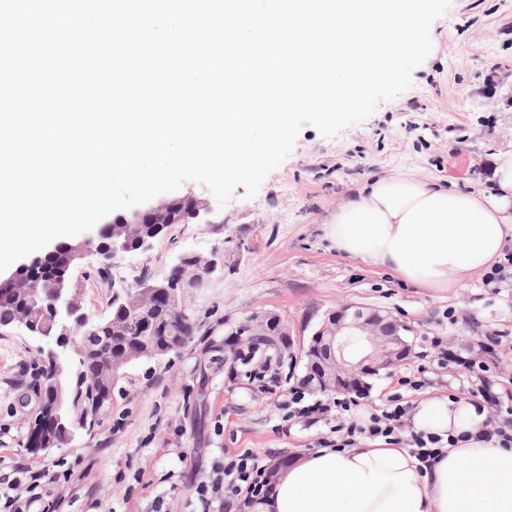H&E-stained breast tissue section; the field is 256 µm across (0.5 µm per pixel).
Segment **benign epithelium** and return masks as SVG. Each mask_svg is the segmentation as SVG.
Wrapping results in <instances>:
<instances>
[{
    "label": "benign epithelium",
    "instance_id": "1",
    "mask_svg": "<svg viewBox=\"0 0 512 512\" xmlns=\"http://www.w3.org/2000/svg\"><path fill=\"white\" fill-rule=\"evenodd\" d=\"M183 199L191 203L194 220L201 221L210 214L206 200L190 194L183 195ZM170 206L169 197L161 196L138 209L117 216L111 222L95 226L85 237L56 243L48 254L64 250L68 262L54 277L47 299L40 292L29 288L33 269L31 263L19 267L0 283L3 286H10L11 290L28 298L27 312L15 318L14 324L23 327L33 336L39 335L38 324L45 313V307L48 306L53 312L54 325L58 328V339L46 336L44 340L47 346L38 349L39 356L51 365L49 385L52 397L49 405L52 411L48 413L45 421L47 430L37 442V447H52L55 431L63 427L61 411L68 402V378L71 368L64 355L70 349L72 337L86 336L103 324H114L110 317L93 319L84 310L82 299L75 290L77 284L71 277L72 269L90 253L98 257L102 266L110 267L129 253L148 252L156 239L155 235H138L132 246L129 245L130 236L133 235L136 225L146 223L148 216L158 225V233H163L166 224L169 223L165 215L168 214ZM114 223L122 225V228L109 233V241L102 240L103 228L110 229ZM222 268L224 254L218 251L199 259L198 269L190 282L191 287H202L207 279ZM112 287L116 288L112 295L114 304L132 296L141 298V303L136 305V313L141 320L146 319L156 297L162 291L168 292L170 304L175 306L177 311H182L181 291L169 289L164 282H143L128 286L121 281H114ZM409 331V326L389 313L376 309L366 312L352 304H342L329 312L313 332L305 356L313 360L317 371L324 379H336V389L343 390L350 383L358 384L359 375L368 370H386L406 359L411 354V344L405 339ZM272 333L287 336L288 326L282 325V320L277 315L267 313L241 327L236 335L267 336ZM355 339L365 341V345L359 353L351 357L350 343Z\"/></svg>",
    "mask_w": 512,
    "mask_h": 512
}]
</instances>
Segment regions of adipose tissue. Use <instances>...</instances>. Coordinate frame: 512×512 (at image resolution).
I'll return each instance as SVG.
<instances>
[{"instance_id":"obj_1","label":"adipose tissue","mask_w":512,"mask_h":512,"mask_svg":"<svg viewBox=\"0 0 512 512\" xmlns=\"http://www.w3.org/2000/svg\"><path fill=\"white\" fill-rule=\"evenodd\" d=\"M496 188L465 193L437 179L377 177L350 189L325 225L338 253L417 286L456 287L512 247V154ZM485 416L467 398L415 406V430L472 439L423 469L409 449L357 442L321 448L281 469L261 512H512V450L475 436Z\"/></svg>"}]
</instances>
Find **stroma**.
Returning <instances> with one entry per match:
<instances>
[{"label":"stroma","mask_w":512,"mask_h":512,"mask_svg":"<svg viewBox=\"0 0 512 512\" xmlns=\"http://www.w3.org/2000/svg\"><path fill=\"white\" fill-rule=\"evenodd\" d=\"M433 49L410 87L333 138L313 126L254 198L237 187L209 223L173 224L144 255L102 268L88 255L74 269L82 302L109 317L112 281L168 275L185 253L224 254V269L186 291L182 308L196 330L162 359L129 364L93 431L75 430L59 447L34 450L29 427L37 403L22 404L38 341L23 328H0V470L66 469L86 478L59 512H151L164 495L171 512H190L196 484L223 451H250L260 464L316 451L328 425L284 421L288 389L303 376V349L322 314L340 303L376 308L411 328L410 357L371 378L360 412L399 391L402 375L429 364V339L458 348L494 333L510 344L497 373L512 380V283L465 276L449 289L418 288L393 273L337 254L324 225L350 187L379 174L446 179L462 191H488L497 157L512 152V0H451L431 27ZM278 314L290 331L288 356L260 351L274 380L259 389L233 367L246 348L238 327Z\"/></svg>","instance_id":"35a3bbf8"}]
</instances>
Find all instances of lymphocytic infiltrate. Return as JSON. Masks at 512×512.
Listing matches in <instances>:
<instances>
[{"instance_id": "obj_1", "label": "lymphocytic infiltrate", "mask_w": 512, "mask_h": 512, "mask_svg": "<svg viewBox=\"0 0 512 512\" xmlns=\"http://www.w3.org/2000/svg\"><path fill=\"white\" fill-rule=\"evenodd\" d=\"M437 363L466 369L473 382L472 395L476 406L485 407L489 415L482 425L485 440H497L500 447L512 448V395L501 393L499 379L486 362L500 346L499 336H483L469 353L462 354L448 346L442 337L431 340ZM356 398L333 400L312 398L307 382L290 387L288 418L290 421L313 425L321 421H335V438L323 439L324 448H347L356 444L358 437L383 439L389 445L410 448L423 467H431L443 453L442 437L414 430L410 419V405L402 393L386 398L380 409L365 418L346 420V413L357 408ZM263 474L252 452L245 451L216 461L213 473L197 483L193 498L197 512H228L241 506L242 495H253ZM58 477L42 468L37 471L16 470L0 473V512H51L44 505L41 490L56 484Z\"/></svg>"}]
</instances>
